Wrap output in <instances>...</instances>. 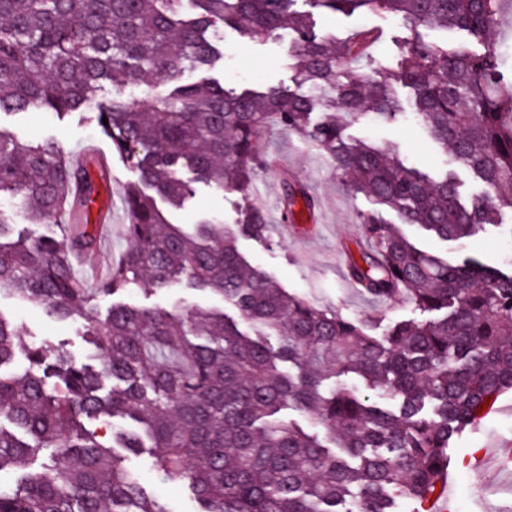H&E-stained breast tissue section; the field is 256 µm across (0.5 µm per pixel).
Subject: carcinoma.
<instances>
[{"instance_id": "obj_1", "label": "carcinoma", "mask_w": 512, "mask_h": 512, "mask_svg": "<svg viewBox=\"0 0 512 512\" xmlns=\"http://www.w3.org/2000/svg\"><path fill=\"white\" fill-rule=\"evenodd\" d=\"M300 2L385 13L414 33L434 27L467 41L450 47L416 35L395 70L379 73L370 31L321 36ZM508 19L512 0H0V114L39 109L63 119L93 108L139 174L125 187L126 250L100 287L85 288L73 253L94 244L83 224L92 182L58 140L21 141L0 127V196L21 197L28 223L59 229L33 239L0 212V296L83 320L85 342L100 354L96 369L63 346H29L0 315V368L19 353L29 363L20 374L0 372V473L21 471L0 483V512H168L126 464L146 446L161 479L191 486L196 512H352L357 503L395 512L398 499L427 500L453 438L482 418L479 406L490 410L512 390V271L428 255L379 213L363 215L370 247L351 260L350 278L373 297L403 296L429 314L377 337L247 261L238 239L268 228L250 200L231 227L172 224L159 204L184 205V171L249 195L266 165L260 133L275 120L403 224L446 241L501 226V210H512V42L496 44L490 33ZM220 25L252 39L292 31L302 88L234 94L217 80H186L222 55ZM145 75L171 86L149 109L126 95ZM103 81L112 97L94 106ZM399 85L413 92L416 123L484 193L465 201L452 175L433 179L407 166L396 145L344 135L359 116L404 118ZM298 200L315 207L306 191L287 189L283 218ZM145 282L209 291L238 317L122 302L103 321L94 316L95 298ZM87 420L111 428L114 444L97 441Z\"/></svg>"}]
</instances>
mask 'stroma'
Listing matches in <instances>:
<instances>
[{
    "label": "stroma",
    "mask_w": 512,
    "mask_h": 512,
    "mask_svg": "<svg viewBox=\"0 0 512 512\" xmlns=\"http://www.w3.org/2000/svg\"><path fill=\"white\" fill-rule=\"evenodd\" d=\"M314 24L328 37L341 38L360 27L382 32L383 37L374 48L373 61L374 67L381 70L395 67L399 45L411 36L393 17L380 13L354 17L318 13ZM219 35L224 41V55L210 75L225 90L297 88L298 74L287 55L292 41L290 34L283 32L265 40H252L223 28ZM0 127L26 140L56 138L72 160L85 161L97 188L95 217L89 223L97 247L75 261L74 269L89 285H96L126 248L123 193L127 184L138 180L137 171L113 154L108 139L88 114L82 112L62 119L43 111L2 114ZM346 133L351 138L380 146L398 145L408 165L429 172L453 173L465 193L476 194L482 190L468 170L445 154L414 122L389 123L362 118L350 123ZM260 147L272 164L259 172L251 197L265 211L269 228L263 237L240 239L239 249L249 263L264 270L288 292L319 308L359 322L369 321L377 336L383 335L392 322L420 318V311L408 299L372 298L356 288L348 276V254H359L368 246L360 219L364 213L376 209L373 201L355 190L317 146L277 124L263 129ZM185 179L192 182L194 193L184 208L173 214L174 223L208 220L227 226L236 224L244 204L241 193L231 189L217 191L196 181L190 173ZM286 180L306 187L314 196L313 211L299 208L290 220H283L280 196ZM404 232L422 250L444 258L455 260L470 255L492 269L512 266V213L508 211L502 215L501 227L478 232L462 242L441 240L415 226L405 227ZM116 299L166 309L202 306L219 308L229 314L234 311L219 296L189 288L155 292L140 287ZM116 299L107 296L94 301L97 319L106 318ZM0 314L20 328L26 343L62 345L81 360L90 359L93 354L84 341L82 322L55 321L38 301L2 297ZM128 464L140 472L148 492L169 512H196L197 504L189 487L180 482H160L151 469L148 453L130 456ZM461 492L467 496V512H512V390L499 397L493 412L455 438L445 494L453 501Z\"/></svg>",
    "instance_id": "stroma-1"
}]
</instances>
